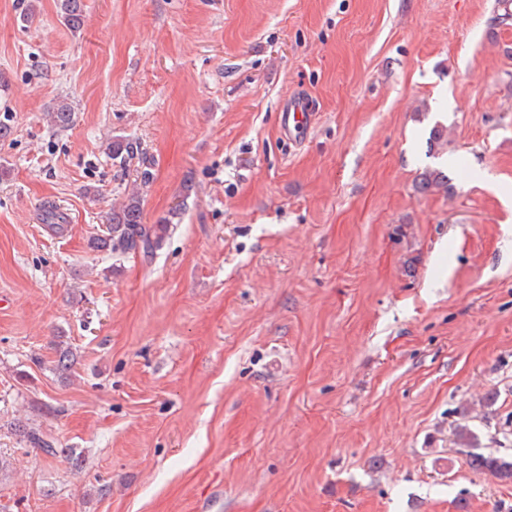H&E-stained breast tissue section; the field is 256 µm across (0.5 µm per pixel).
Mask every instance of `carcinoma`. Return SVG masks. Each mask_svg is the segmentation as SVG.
Here are the masks:
<instances>
[{"instance_id": "1", "label": "carcinoma", "mask_w": 512, "mask_h": 512, "mask_svg": "<svg viewBox=\"0 0 512 512\" xmlns=\"http://www.w3.org/2000/svg\"><path fill=\"white\" fill-rule=\"evenodd\" d=\"M58 5L64 23L73 31L80 30L85 22L84 0H58ZM51 119L57 127H69L75 122V112L69 104L61 103L52 113ZM107 152L112 157V161L122 167L133 159L139 160L143 166L150 164L141 144L132 139H117L109 142ZM421 187L424 190L446 187L442 171L439 169L426 170L422 174ZM168 224H170L168 219L153 225L142 223L141 197L129 194L118 207L112 208L107 234L92 239L90 246L97 251L118 246L128 252L148 255L162 243L168 230ZM76 360L77 354L72 348L59 343L56 346L53 370L68 376L71 374ZM455 434L459 445L466 448L467 460L473 470L488 472L503 483H512V458L480 451V448L477 447L476 434L466 426L457 427ZM25 438L30 445L46 456L56 457L65 452V449L57 448L53 443L45 440L36 430L27 431Z\"/></svg>"}]
</instances>
